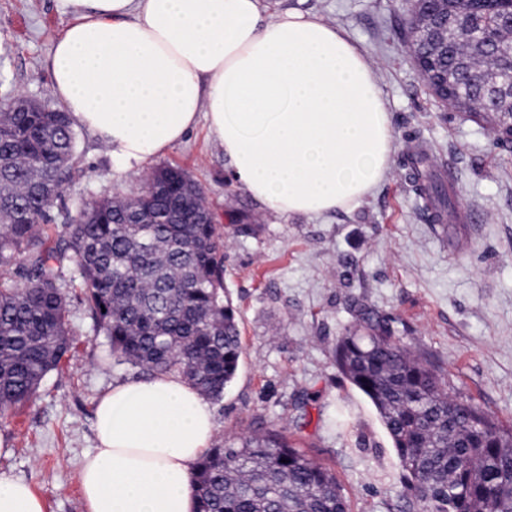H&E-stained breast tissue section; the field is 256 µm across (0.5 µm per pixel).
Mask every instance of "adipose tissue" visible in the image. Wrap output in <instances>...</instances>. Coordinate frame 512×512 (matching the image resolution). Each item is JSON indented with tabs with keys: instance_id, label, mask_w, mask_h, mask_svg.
Masks as SVG:
<instances>
[{
	"instance_id": "obj_1",
	"label": "adipose tissue",
	"mask_w": 512,
	"mask_h": 512,
	"mask_svg": "<svg viewBox=\"0 0 512 512\" xmlns=\"http://www.w3.org/2000/svg\"><path fill=\"white\" fill-rule=\"evenodd\" d=\"M50 96L126 167L205 122L232 177L275 212L351 208L389 170L394 133L365 51L321 17L264 0H59ZM216 421L175 373L113 382L78 479L87 512H196ZM0 512H46L0 473Z\"/></svg>"
}]
</instances>
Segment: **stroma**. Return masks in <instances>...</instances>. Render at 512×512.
<instances>
[{"label": "stroma", "mask_w": 512, "mask_h": 512, "mask_svg": "<svg viewBox=\"0 0 512 512\" xmlns=\"http://www.w3.org/2000/svg\"><path fill=\"white\" fill-rule=\"evenodd\" d=\"M271 12L309 11L367 52L396 141L374 191L346 211L280 215L233 179L205 124L152 159L177 165L204 191L224 233V284L244 353L221 402L213 445L276 430L330 467L351 512H416L392 441L372 404L339 371L336 341L365 312L389 316L395 336L439 367L450 391L512 426V153L494 148L499 117L439 108L406 54L404 0H267ZM68 19L57 0H0V99L48 98L43 65ZM72 175L46 226L61 243L63 211L90 198L139 190L146 170H125L77 128ZM426 147L435 174H453L465 223L433 224L403 163ZM72 346L33 402L0 413V472L27 481L47 512H85L78 468L95 446L93 416L114 380L112 364L79 301Z\"/></svg>", "instance_id": "1"}]
</instances>
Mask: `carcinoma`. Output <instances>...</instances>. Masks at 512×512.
I'll return each mask as SVG.
<instances>
[{
    "instance_id": "cac0c4a2",
    "label": "carcinoma",
    "mask_w": 512,
    "mask_h": 512,
    "mask_svg": "<svg viewBox=\"0 0 512 512\" xmlns=\"http://www.w3.org/2000/svg\"><path fill=\"white\" fill-rule=\"evenodd\" d=\"M401 36L413 39L431 0H407ZM448 46L415 41L461 82L468 112L499 91L512 113V52L497 49L512 0H460ZM77 134L66 112H0V412L32 401L71 347V299L91 312L117 366L175 372L219 402L243 354L236 311L224 288V238L207 219L204 189L183 169L161 166L166 190L112 202H84L62 225L64 248L44 239L48 212L69 180ZM427 154L409 157L410 182L445 203L425 173ZM71 258L83 286L73 294L62 265ZM336 366L376 409L418 512H512V429L450 395L435 366L365 313L336 342ZM196 512H347L335 474L280 432L211 448L194 474Z\"/></svg>"
}]
</instances>
